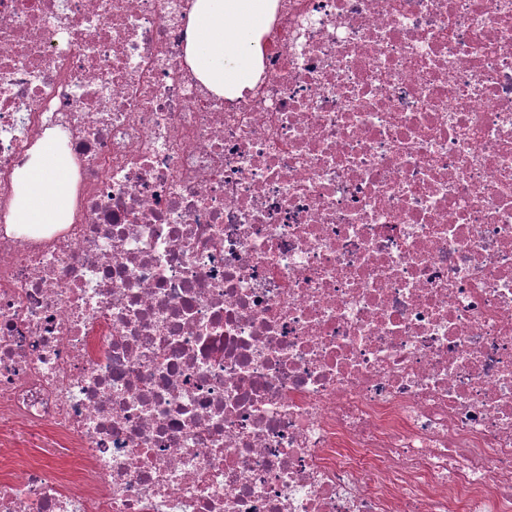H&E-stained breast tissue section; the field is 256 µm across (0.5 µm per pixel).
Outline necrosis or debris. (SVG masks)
Instances as JSON below:
<instances>
[{
    "instance_id": "obj_1",
    "label": "necrosis or debris",
    "mask_w": 512,
    "mask_h": 512,
    "mask_svg": "<svg viewBox=\"0 0 512 512\" xmlns=\"http://www.w3.org/2000/svg\"><path fill=\"white\" fill-rule=\"evenodd\" d=\"M189 4L0 0V512H512V0H278L232 99ZM75 176L68 158L47 135L16 171L15 197L7 224L22 233H42L72 217ZM46 434L42 432L19 431L15 434V453L19 456H37L42 459L61 456L62 448L47 443Z\"/></svg>"
}]
</instances>
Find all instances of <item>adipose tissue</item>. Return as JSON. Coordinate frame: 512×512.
I'll use <instances>...</instances> for the list:
<instances>
[{
    "mask_svg": "<svg viewBox=\"0 0 512 512\" xmlns=\"http://www.w3.org/2000/svg\"><path fill=\"white\" fill-rule=\"evenodd\" d=\"M277 0H193L186 60L214 94L238 97L259 78L265 27ZM75 176L53 137H45L16 171L8 223L42 233L69 223Z\"/></svg>",
    "mask_w": 512,
    "mask_h": 512,
    "instance_id": "adipose-tissue-1",
    "label": "adipose tissue"
}]
</instances>
